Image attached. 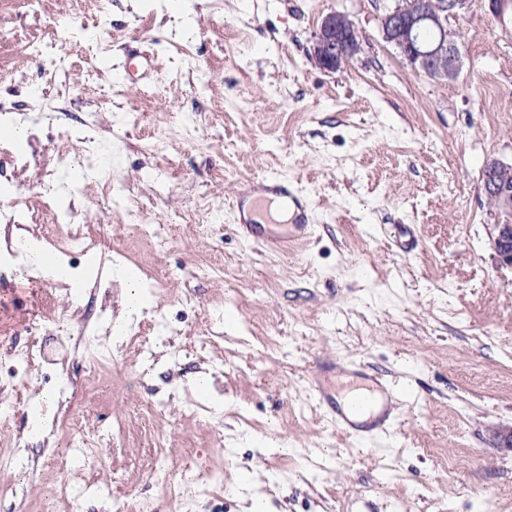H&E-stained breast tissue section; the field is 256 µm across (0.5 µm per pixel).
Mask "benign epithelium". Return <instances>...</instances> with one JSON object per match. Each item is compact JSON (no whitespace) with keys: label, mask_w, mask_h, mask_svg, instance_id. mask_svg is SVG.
<instances>
[{"label":"benign epithelium","mask_w":512,"mask_h":512,"mask_svg":"<svg viewBox=\"0 0 512 512\" xmlns=\"http://www.w3.org/2000/svg\"><path fill=\"white\" fill-rule=\"evenodd\" d=\"M476 0H421L417 10L400 15L395 5L377 6L382 40L396 48L408 66L425 75L457 79L463 56L459 36L448 29L447 19L472 13ZM355 24L343 12H330L320 21L311 46V56L324 70L334 72L357 56ZM512 163L491 160L482 171V190L497 202L495 212L500 217L492 225L491 246L499 265L512 269Z\"/></svg>","instance_id":"7a95c632"}]
</instances>
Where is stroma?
Segmentation results:
<instances>
[{
	"instance_id": "35a3bbf8",
	"label": "stroma",
	"mask_w": 512,
	"mask_h": 512,
	"mask_svg": "<svg viewBox=\"0 0 512 512\" xmlns=\"http://www.w3.org/2000/svg\"><path fill=\"white\" fill-rule=\"evenodd\" d=\"M333 11L364 50L330 72L310 48ZM449 26L464 58L452 82L415 73L382 41L374 0H112L104 20L88 0H0V95L41 112L30 85L74 60L48 104L60 125L91 123L119 195L104 204L72 170L83 229L167 279L142 302L176 331L152 334L158 363L139 397L162 403L155 426L171 464L222 466L223 495L199 512H251L256 495L267 512H512V450L494 437L512 428V270L492 250L498 217L481 182L489 160L512 162V39L488 0ZM38 33L56 44L33 59L25 44ZM153 137L154 153L143 147ZM56 145L45 129L14 145L28 164L0 185V206L40 209ZM269 173L314 226L284 252L239 235L230 207L245 180ZM201 205L221 226L207 240L175 223ZM129 206L175 223L169 249L134 234ZM198 256L223 277L197 280ZM125 272L104 266L81 310L122 316ZM215 320L219 342L191 348ZM173 346L187 356L170 361ZM339 358L346 374L326 368ZM204 372L203 396L193 380ZM374 378L407 390L394 426L361 440L336 430L323 400ZM98 394L80 413L128 424L102 451L100 483L122 476L149 512H170L142 468L151 438L121 381ZM195 400L222 423L194 416Z\"/></svg>"
}]
</instances>
